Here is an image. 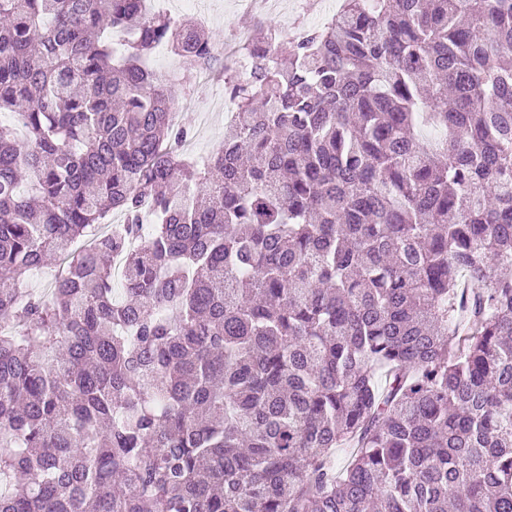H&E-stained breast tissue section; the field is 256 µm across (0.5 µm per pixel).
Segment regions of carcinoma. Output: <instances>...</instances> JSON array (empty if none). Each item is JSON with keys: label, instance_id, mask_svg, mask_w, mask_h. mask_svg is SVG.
<instances>
[{"label": "carcinoma", "instance_id": "1", "mask_svg": "<svg viewBox=\"0 0 512 512\" xmlns=\"http://www.w3.org/2000/svg\"><path fill=\"white\" fill-rule=\"evenodd\" d=\"M343 2L0 0V512H512V0ZM238 0H209L208 18L201 22L206 33L220 50L229 43L233 32L246 28L254 33V15L238 5ZM214 77L203 73L197 84L192 80L193 92L190 97L192 107L178 113V121L189 130L187 140L202 153L211 154L224 140V124L227 122V112H218L215 107V93L205 84H211Z\"/></svg>", "mask_w": 512, "mask_h": 512}]
</instances>
